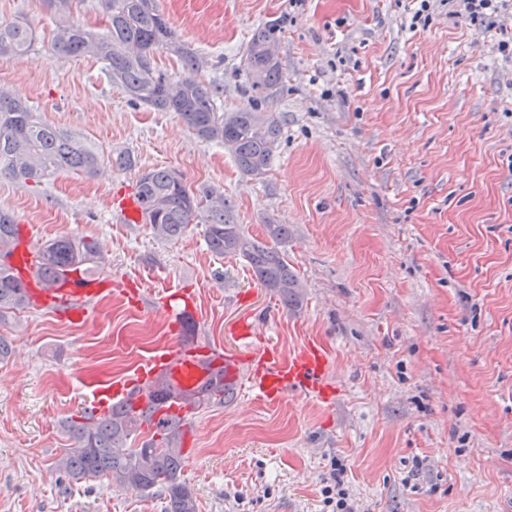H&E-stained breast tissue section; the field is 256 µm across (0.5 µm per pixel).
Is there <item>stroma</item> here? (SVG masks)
<instances>
[{"label":"stroma","instance_id":"obj_1","mask_svg":"<svg viewBox=\"0 0 512 512\" xmlns=\"http://www.w3.org/2000/svg\"><path fill=\"white\" fill-rule=\"evenodd\" d=\"M178 38L203 58L224 111L272 113L282 135L262 179L171 112L128 101L89 56L50 47L58 20L41 0H0L39 41L0 58V89L39 118L95 145L94 176L40 184L0 176V210L36 245L69 233L100 240L115 292L86 322L34 307L0 334V512H164L160 494L103 477L63 485L62 419L162 345L165 296L197 303L196 338L236 353L252 322L289 355L327 350L331 402L233 395L192 416L182 474L198 512H323L331 462L364 512H512V63L496 36L450 6L411 28L397 0H159ZM275 28V96L252 89L253 32ZM125 155L130 167L113 166ZM152 168L223 193L236 223L282 244L303 283L291 311L246 262L212 254L203 229L155 240L114 200Z\"/></svg>","mask_w":512,"mask_h":512}]
</instances>
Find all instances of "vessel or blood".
<instances>
[{
    "label": "vessel or blood",
    "instance_id": "1",
    "mask_svg": "<svg viewBox=\"0 0 512 512\" xmlns=\"http://www.w3.org/2000/svg\"><path fill=\"white\" fill-rule=\"evenodd\" d=\"M37 257L33 241L25 234L0 259L26 285L32 306L58 312L69 322L82 323L90 316V303L112 291L111 280L79 272L52 283L44 282L35 274ZM327 364L325 351L312 343L284 359L266 346L252 348L248 355L239 356L216 344L205 341L184 343L179 337L171 336L145 358L131 376L96 388L88 397L85 408L96 417L106 414L111 405L119 401L133 410H143L145 401L140 387L161 375L169 380L176 392L175 398L163 406V413L184 417L193 411L188 393L219 371L223 372L224 381L230 386L238 379H245L246 389L259 400L276 401L289 394H298L325 402L333 392L325 379Z\"/></svg>",
    "mask_w": 512,
    "mask_h": 512
}]
</instances>
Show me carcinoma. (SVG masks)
Wrapping results in <instances>:
<instances>
[{
	"label": "carcinoma",
	"instance_id": "carcinoma-1",
	"mask_svg": "<svg viewBox=\"0 0 512 512\" xmlns=\"http://www.w3.org/2000/svg\"><path fill=\"white\" fill-rule=\"evenodd\" d=\"M60 22L52 40L62 56L91 55L103 64L110 82L128 99L162 112H173L203 142L224 145L241 171L259 178L269 169L281 138L279 121L266 112L242 109L220 112L216 89L196 79L203 57L181 43L158 0H96L106 18V31L87 30L69 20L84 0H42ZM273 29L258 28L249 42L246 64L252 86L274 92L281 81L280 65L263 54ZM37 43L35 30L24 20L0 22V57L24 55ZM167 49L184 64V74L173 79L156 71L154 53ZM100 165L97 150L64 130L42 123L32 106L15 94L0 91V175L17 181L40 183L53 174L72 170L92 176ZM143 223L157 239L173 241L190 225H202L208 250L220 257L243 259L256 281L274 293L289 310L299 307L302 285L279 245L288 242V225H265L266 237H254L235 222L232 206L211 189L193 191L182 175L168 169H149L136 184ZM18 239L15 218L0 211V248ZM39 276L52 282L69 272L88 273L103 265L99 243L62 234L39 248ZM28 291L8 268L0 265V313L22 310ZM147 407L133 411L123 404L108 414L65 418L63 432L73 441V452L57 462V469L78 482L106 477L123 490L158 492L166 500L164 512H196L194 491L182 477L180 451L187 422L177 415L154 417L173 390L159 378L141 389ZM224 380L219 378L193 394L194 409L224 401ZM146 434L138 448L127 442Z\"/></svg>",
	"mask_w": 512,
	"mask_h": 512
}]
</instances>
